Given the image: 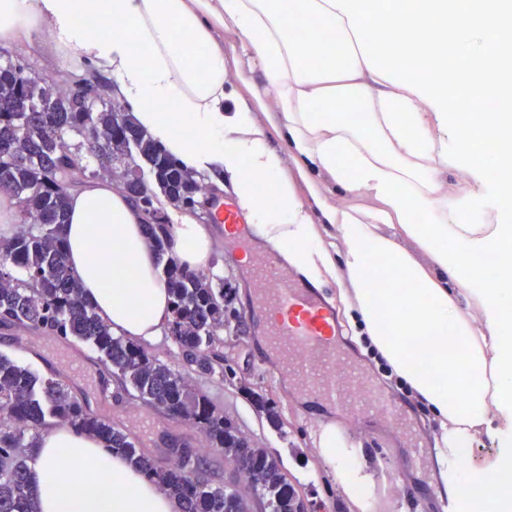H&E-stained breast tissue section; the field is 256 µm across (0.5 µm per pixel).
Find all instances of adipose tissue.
Segmentation results:
<instances>
[{"instance_id": "obj_1", "label": "adipose tissue", "mask_w": 512, "mask_h": 512, "mask_svg": "<svg viewBox=\"0 0 512 512\" xmlns=\"http://www.w3.org/2000/svg\"><path fill=\"white\" fill-rule=\"evenodd\" d=\"M379 20L411 34L402 53L429 54L437 68L448 52L464 58L451 89L437 90L419 68H395L385 46L365 38ZM228 32L243 59L233 67ZM40 35L58 56L105 74L113 97L184 170L227 175L294 272L314 283L342 277L356 335L439 422L449 497L469 500L472 512H512V483L500 480L512 473V141L482 151L486 128L511 129L512 113L470 109L489 88L512 102V72L501 68L512 0H0L1 44ZM230 80L254 90V103L225 105ZM349 106L362 121L347 117ZM262 111L274 113L283 148L271 145ZM452 170L465 175L455 193ZM145 219L116 184L91 180L69 196L64 235L81 294L113 334L153 340L171 307ZM319 224L335 225V247L319 244ZM171 240L182 262L208 267L201 224L183 218ZM484 254L498 260L494 275L474 263ZM494 420L496 459L456 468ZM317 447L359 512H371L373 479L352 463L343 434L323 424ZM32 481L37 512H180L125 458L64 427L40 430ZM476 485L484 494L475 500Z\"/></svg>"}]
</instances>
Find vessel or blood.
Listing matches in <instances>:
<instances>
[{
    "instance_id": "obj_1",
    "label": "vessel or blood",
    "mask_w": 512,
    "mask_h": 512,
    "mask_svg": "<svg viewBox=\"0 0 512 512\" xmlns=\"http://www.w3.org/2000/svg\"><path fill=\"white\" fill-rule=\"evenodd\" d=\"M259 307L269 313L267 336L282 377L298 389L348 411L374 414L396 426L405 415L392 398L377 394L336 345V313L314 290L299 284L269 254L252 263Z\"/></svg>"
}]
</instances>
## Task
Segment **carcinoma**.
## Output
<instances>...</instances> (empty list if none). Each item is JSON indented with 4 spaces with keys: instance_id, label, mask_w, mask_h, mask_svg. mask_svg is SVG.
<instances>
[{
    "instance_id": "obj_1",
    "label": "carcinoma",
    "mask_w": 512,
    "mask_h": 512,
    "mask_svg": "<svg viewBox=\"0 0 512 512\" xmlns=\"http://www.w3.org/2000/svg\"><path fill=\"white\" fill-rule=\"evenodd\" d=\"M464 60L448 52V71L434 72L435 81L448 84ZM56 96L45 80H30L13 65L0 67V191L12 195L26 216L19 230L0 238V326L94 347L110 374L118 376L124 392L162 409L169 417L196 429L203 448L235 460L257 495L274 503V512H294V498L285 489L280 462L250 440L224 417L206 395L192 388L193 375H224V354L217 332L230 314L224 279L182 264L169 251L168 225H144L148 245L164 262L171 317L168 330L182 351L189 370L182 372L160 362L142 346L112 334L83 299L66 264L63 224L72 190L71 174L78 154L96 158L88 178L97 170L112 171V162L127 159L124 149L112 147V106L79 112L64 101L53 112L42 102ZM124 130L134 137L135 154L159 166L164 174V197L183 202L192 196L197 178L134 122L122 115ZM54 424L102 441L106 449L136 464L143 475L175 498L182 512H248L243 496L228 500L215 488L181 446L171 448L165 466L136 446L130 433L90 412L66 384L41 379L6 354L0 353V512H36L31 466L39 429Z\"/></svg>"
}]
</instances>
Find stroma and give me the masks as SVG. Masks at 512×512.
<instances>
[{"instance_id": "obj_1", "label": "stroma", "mask_w": 512, "mask_h": 512, "mask_svg": "<svg viewBox=\"0 0 512 512\" xmlns=\"http://www.w3.org/2000/svg\"><path fill=\"white\" fill-rule=\"evenodd\" d=\"M14 64L44 78L67 72L93 74V67L67 65L53 58L43 38L25 47L0 45V65ZM213 239L210 273L224 279V288L233 311L220 333L224 352L223 377L195 378L196 389L206 393L244 434L258 447L277 457L289 483L311 507V512H359L340 489L331 466L318 454L315 445L321 424H339L358 461L368 463L375 480L373 512H444L448 499L440 494L442 482L434 456L433 434L438 425L433 415L420 407L391 377L379 372V364L354 346L350 336H342L343 347L377 391L397 399L407 416L406 429L352 412H342L318 404L278 373L276 360L268 353L264 331L253 310L256 285L248 268L234 258V247L224 240L222 227L209 226ZM97 361L92 346L71 342L59 345L47 336H36L19 328H0V353L15 359L38 377L58 376L61 362L70 352ZM114 398L107 411L113 423L129 430L140 440L143 451L157 464H166V444L178 441L195 446L199 436L184 422L171 419L160 409L141 400L121 396L120 382H113ZM264 397L280 414V425L269 423L255 403ZM417 442L429 454L423 463H406L410 442Z\"/></svg>"}]
</instances>
